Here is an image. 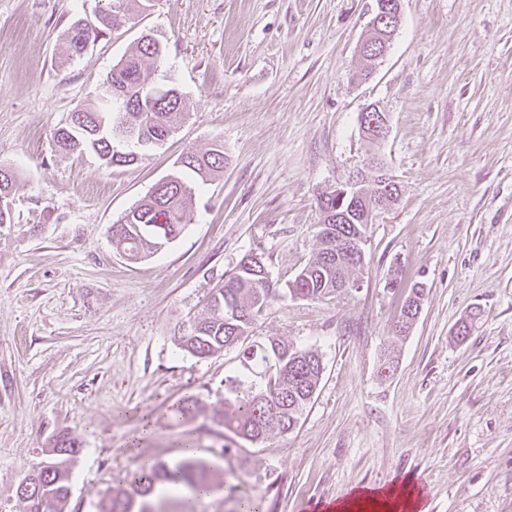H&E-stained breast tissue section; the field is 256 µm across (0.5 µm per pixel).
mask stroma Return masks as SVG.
I'll list each match as a JSON object with an SVG mask.
<instances>
[{
  "instance_id": "obj_1",
  "label": "stroma",
  "mask_w": 512,
  "mask_h": 512,
  "mask_svg": "<svg viewBox=\"0 0 512 512\" xmlns=\"http://www.w3.org/2000/svg\"><path fill=\"white\" fill-rule=\"evenodd\" d=\"M96 4L0 0V165L17 174L0 224V512H26L17 481L62 434L82 446L67 512H94L144 460L172 465L188 446L214 466L212 492L167 512H235L228 471L260 512H322L403 482L421 489L420 512H512V0H401L363 83L352 75L375 0H155L59 65L65 25ZM144 34L167 45L149 79L180 88V127L130 167L56 152L54 128ZM371 104L389 119L378 144L358 123ZM217 141L228 162L196 190L183 233L128 261L113 224L183 151ZM374 153L402 196L368 229L358 287L290 297L319 248L317 195ZM251 251L278 286L254 335L325 366L297 427L257 444L216 423L239 348L200 360L176 346ZM416 282L427 296L401 337L393 321ZM189 395L197 415L173 419Z\"/></svg>"
}]
</instances>
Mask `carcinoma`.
<instances>
[{
    "instance_id": "obj_1",
    "label": "carcinoma",
    "mask_w": 512,
    "mask_h": 512,
    "mask_svg": "<svg viewBox=\"0 0 512 512\" xmlns=\"http://www.w3.org/2000/svg\"><path fill=\"white\" fill-rule=\"evenodd\" d=\"M115 10L107 7L90 17L67 24L63 39L68 58L82 55L86 45L112 29ZM166 45L159 38L141 36L106 76L110 87L95 93L70 120L53 132L55 150L65 155H90L107 169L134 165L142 152L163 143L184 120L182 94L173 81L150 84L145 73L160 66ZM224 145L217 143L206 152L192 149L181 154L179 168L206 182L224 169ZM15 172L0 166V199L11 201ZM194 187L176 176L161 191H150L136 206L112 225V243L125 257L141 262L184 231ZM344 233L366 237L367 225L353 222L322 224L320 243L313 258L288 283L293 298L319 300L337 295L351 275L362 270L348 261L336 263L328 257L330 235ZM261 255L243 257L236 271L212 295L208 314L191 331L178 337L177 348L200 359L223 353L240 343L241 364L246 373L228 377L224 384V412L218 424L246 441L257 443L277 430L289 433L296 428L311 403L324 371L322 357L315 350L301 348L275 337L248 341L257 316L275 295V283L265 266L255 263ZM425 288L415 284L404 297L398 318L417 315L412 307L422 305ZM81 451L80 443L59 436L51 448V458L40 469L38 481L25 475L15 494L26 504L27 512H66L70 490L69 463ZM158 483L183 484L197 492L210 491L207 469L188 458L174 467L158 463L142 467L134 475L132 492L107 494L96 504V512H151L145 500Z\"/></svg>"
}]
</instances>
